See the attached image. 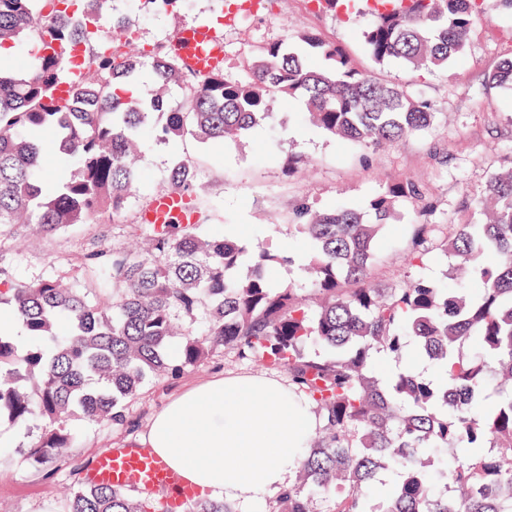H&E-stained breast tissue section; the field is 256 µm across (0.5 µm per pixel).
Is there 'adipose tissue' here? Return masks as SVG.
Here are the masks:
<instances>
[{"label": "adipose tissue", "instance_id": "adipose-tissue-1", "mask_svg": "<svg viewBox=\"0 0 512 512\" xmlns=\"http://www.w3.org/2000/svg\"><path fill=\"white\" fill-rule=\"evenodd\" d=\"M314 427L281 381L222 376L173 398L145 439L202 490L253 508L292 483Z\"/></svg>", "mask_w": 512, "mask_h": 512}]
</instances>
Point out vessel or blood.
I'll list each match as a JSON object with an SVG mask.
<instances>
[{"mask_svg":"<svg viewBox=\"0 0 512 512\" xmlns=\"http://www.w3.org/2000/svg\"><path fill=\"white\" fill-rule=\"evenodd\" d=\"M175 40L186 63L204 75L224 61V42L206 24L180 28ZM154 224L189 223L195 216L189 195L157 194L143 214ZM88 481L146 493L163 494L165 512H188L200 489L184 479L165 459L149 448H107L95 458Z\"/></svg>","mask_w":512,"mask_h":512,"instance_id":"vessel-or-blood-1","label":"vessel or blood"}]
</instances>
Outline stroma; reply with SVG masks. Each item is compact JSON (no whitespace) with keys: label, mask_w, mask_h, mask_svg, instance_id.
I'll return each instance as SVG.
<instances>
[{"label":"stroma","mask_w":512,"mask_h":512,"mask_svg":"<svg viewBox=\"0 0 512 512\" xmlns=\"http://www.w3.org/2000/svg\"><path fill=\"white\" fill-rule=\"evenodd\" d=\"M113 8L134 21L135 44L140 48L172 39L185 25L216 23L224 13L220 0H184L177 10L148 13L139 11L134 0H115ZM484 9L462 55L447 68L413 72L397 61L374 63L362 37L370 17L348 19L323 7L304 11L299 0H268L259 15L223 28L225 76L241 75L244 64L264 44L314 31L340 48L352 67L377 72L428 99L437 114L433 127L392 145L365 149L310 125L299 100L277 98L267 122L221 145L189 134L175 142L149 138L136 190L124 211L50 233L36 224L16 225L13 235L0 236V267L18 281L54 277L89 288L91 281L79 258L95 247L127 241L179 156L200 172L195 195L206 215L203 232H227L246 245L258 243L289 253L291 265L272 274L276 283L307 285L305 249L293 228L298 204L319 210L335 205L363 209L391 181L413 183L423 197L406 202L385 224L373 280L399 286L416 278L445 279L451 262L441 249L448 226L469 222L467 203L484 195L490 173L512 168V91L487 83L488 72L512 58V9L499 0H485ZM292 159L298 163L293 170L288 167ZM418 250L430 254L419 265L411 260ZM223 374L288 378L287 370L272 362L217 348L203 368L161 377L129 399L123 424L92 425L81 415H72L68 425L77 434L74 445L48 473L30 467L19 453L20 446L38 434L40 419H32L25 428L0 426V512H64L67 490L86 483L88 470L103 449L142 446L153 414L189 387Z\"/></svg>","instance_id":"obj_1"}]
</instances>
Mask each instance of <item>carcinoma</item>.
Segmentation results:
<instances>
[{
    "mask_svg": "<svg viewBox=\"0 0 512 512\" xmlns=\"http://www.w3.org/2000/svg\"><path fill=\"white\" fill-rule=\"evenodd\" d=\"M0 0V44L39 32L67 49L82 48L83 79L68 98L54 90L71 57L38 55L21 75L0 70V232L37 224L52 232L116 214L132 198L143 133L157 114L158 136L186 133L214 144L233 140L270 118L274 98H301L324 133L363 148L393 144L434 124L432 106L405 85L349 65L342 50L314 33L266 43L243 79L219 67L205 77L188 69L173 43L128 57L123 15L104 18L107 0ZM395 12L372 11L364 31L382 64L414 71L448 67L465 51L480 18L479 0H407ZM331 68L313 64L314 56ZM512 89V59L488 76ZM184 93L172 107L170 87ZM52 136L77 172L47 192L40 175L43 141ZM198 181L188 160L172 162L163 192L191 193ZM422 197L410 182H389L367 211L335 207L297 211L296 232L309 250L312 304L270 271L291 257L224 236L203 237L197 222L138 224L146 246L103 247L81 257L95 298L54 278L13 282L0 269L27 345L0 333V421L44 428L25 446L24 461L49 465L75 435L69 417L91 424L123 421V402L161 376L194 370L219 346L288 370V389L323 420L294 484L269 512H512V171L490 177L473 203L480 220L450 224L444 252L461 287L413 280L399 288L370 283L386 221ZM249 263L250 270L240 269ZM437 377L375 374L377 352L408 349ZM451 465L437 468L434 456ZM396 475L392 495L377 491L380 474ZM66 512H157L112 486H79ZM192 512H236L223 500L198 499Z\"/></svg>",
    "mask_w": 512,
    "mask_h": 512,
    "instance_id": "1",
    "label": "carcinoma"
}]
</instances>
